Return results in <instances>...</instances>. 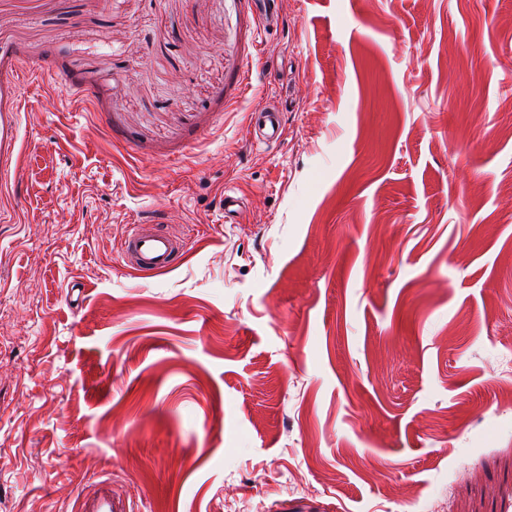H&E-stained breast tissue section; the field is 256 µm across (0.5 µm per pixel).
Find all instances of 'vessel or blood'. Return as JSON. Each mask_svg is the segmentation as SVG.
<instances>
[{
    "instance_id": "vessel-or-blood-1",
    "label": "vessel or blood",
    "mask_w": 512,
    "mask_h": 512,
    "mask_svg": "<svg viewBox=\"0 0 512 512\" xmlns=\"http://www.w3.org/2000/svg\"><path fill=\"white\" fill-rule=\"evenodd\" d=\"M251 125L256 142L275 143L283 136L279 111L261 106L252 113ZM186 246L184 237L149 224H136L127 235L122 252L127 264L140 277L169 271ZM79 512H112V489L104 486L82 500Z\"/></svg>"
}]
</instances>
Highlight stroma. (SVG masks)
Segmentation results:
<instances>
[{"label":"stroma","mask_w":512,"mask_h":512,"mask_svg":"<svg viewBox=\"0 0 512 512\" xmlns=\"http://www.w3.org/2000/svg\"><path fill=\"white\" fill-rule=\"evenodd\" d=\"M279 13L0 0V512H512V0ZM251 125L256 142L262 144L276 143L284 133L280 112L266 106L253 111ZM185 237L159 229L152 224H134L122 252L127 265L140 277H153L169 271L184 253ZM112 488L104 486L82 499L79 512H112Z\"/></svg>","instance_id":"35a3bbf8"}]
</instances>
